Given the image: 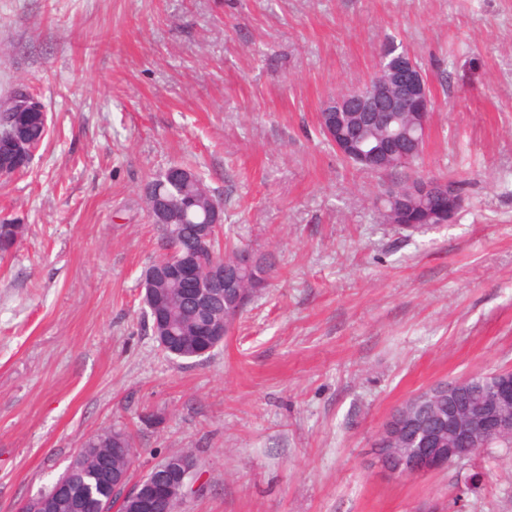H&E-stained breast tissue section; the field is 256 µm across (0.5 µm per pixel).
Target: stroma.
Returning a JSON list of instances; mask_svg holds the SVG:
<instances>
[{"label":"stroma","instance_id":"obj_1","mask_svg":"<svg viewBox=\"0 0 512 512\" xmlns=\"http://www.w3.org/2000/svg\"><path fill=\"white\" fill-rule=\"evenodd\" d=\"M392 36L431 80L419 169L462 180L456 223H385L380 177L318 132ZM19 83L48 136L0 181V221L27 227L0 261V512L120 427L131 481L198 455L180 512H512L501 448L419 477L370 466L410 396L512 368V0H0V101ZM172 163L277 261L191 360L142 315L159 249L141 189Z\"/></svg>","mask_w":512,"mask_h":512}]
</instances>
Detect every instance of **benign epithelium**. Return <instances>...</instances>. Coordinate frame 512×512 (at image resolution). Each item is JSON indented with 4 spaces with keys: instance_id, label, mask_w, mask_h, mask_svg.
Returning <instances> with one entry per match:
<instances>
[{
    "instance_id": "obj_1",
    "label": "benign epithelium",
    "mask_w": 512,
    "mask_h": 512,
    "mask_svg": "<svg viewBox=\"0 0 512 512\" xmlns=\"http://www.w3.org/2000/svg\"><path fill=\"white\" fill-rule=\"evenodd\" d=\"M433 106L428 76L413 56L398 55L376 68L375 76L368 87L359 86L345 95H336L326 100L318 112V118L339 154L352 158L364 169L371 171L378 166L380 157L384 154H399L404 157L420 155L428 128H418V136L405 145L400 141L389 143L385 149L369 141L356 145L352 140L344 139L345 114L360 112L362 123L370 125L378 120L381 112H398L409 107L422 114L431 111ZM6 111L46 113L44 104L34 95L16 99L6 107ZM384 197L397 199L402 203L407 197L432 200L437 204V219L440 224L455 223L461 205L460 193L454 183L427 175L409 181L403 192L393 185L386 186ZM154 210L156 223H171V199L155 197ZM223 218L224 207L214 205L209 216L198 227V239L208 240L210 228L223 223ZM180 275L187 284V297L198 304L207 302L209 289L215 286L224 287L228 297L237 295L233 291L234 275L222 266H213L204 284L192 269L182 267ZM490 376L496 379L497 394L494 398L479 403L462 399L467 384L465 377L439 387L433 385L425 390L424 395L414 398L411 404L433 411L435 421L430 427L417 430L409 439L404 437L401 423L387 419L378 433L386 449L382 454H375V466L387 474L422 476L446 468L450 463L459 464L473 458L478 449L487 447L494 439H511L512 416H507L506 412H512V369L496 370ZM456 442H463L467 447L455 448L453 444ZM195 470V461L190 457L168 459L155 465L133 485L129 484L128 475L112 474V489L120 493L122 499L136 496L145 483L154 479L156 473L165 471L189 495L197 489ZM77 498L78 495L65 482L59 481L54 488L53 497L47 499L39 496L28 503V507L31 512H52L60 502Z\"/></svg>"
}]
</instances>
